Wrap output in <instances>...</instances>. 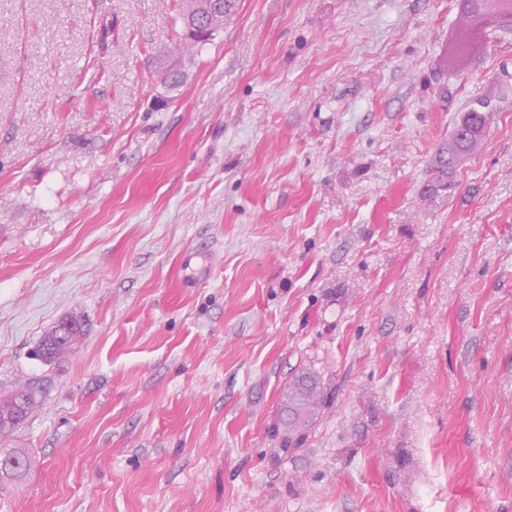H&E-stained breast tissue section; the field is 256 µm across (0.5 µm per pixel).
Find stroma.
<instances>
[{"label":"stroma","instance_id":"35a3bbf8","mask_svg":"<svg viewBox=\"0 0 512 512\" xmlns=\"http://www.w3.org/2000/svg\"><path fill=\"white\" fill-rule=\"evenodd\" d=\"M463 23L238 0L171 88L180 0H0V512H512V29L454 65ZM484 107L483 102L477 101V104L472 105L456 123L457 125L459 122H462L473 127L471 139L465 146V155H469L473 152L474 146L480 144L484 138V123L482 122V119L478 120V112H483L482 108ZM88 331V324L84 320L65 316L43 336L36 356L51 365L63 353L81 343ZM319 382L308 376L299 377L293 386L291 402L288 405L289 418L295 419L320 404ZM38 390L26 386L17 389L8 397L0 398V434L11 433L27 421L36 402Z\"/></svg>","mask_w":512,"mask_h":512}]
</instances>
